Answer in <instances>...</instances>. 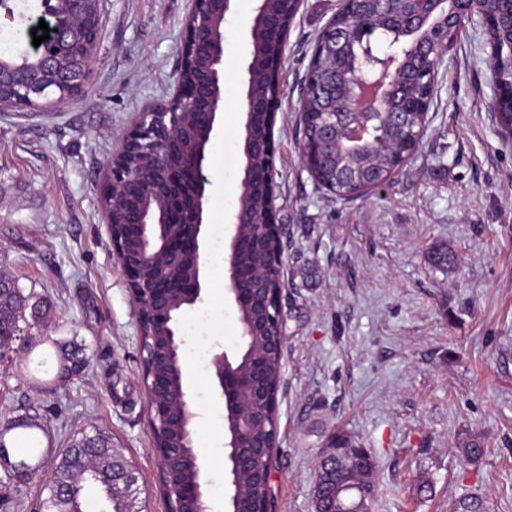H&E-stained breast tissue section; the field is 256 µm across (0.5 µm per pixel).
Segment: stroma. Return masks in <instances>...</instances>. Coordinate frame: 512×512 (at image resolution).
Returning <instances> with one entry per match:
<instances>
[{"instance_id": "35a3bbf8", "label": "stroma", "mask_w": 512, "mask_h": 512, "mask_svg": "<svg viewBox=\"0 0 512 512\" xmlns=\"http://www.w3.org/2000/svg\"><path fill=\"white\" fill-rule=\"evenodd\" d=\"M260 0H233L224 29V98L208 165V213L239 197L249 23ZM341 0H301L280 70L273 129L277 221L283 224V381L272 512H313L318 463L340 432L370 449L373 512H512V142L490 109L486 38L461 25L409 163L380 188L341 199L303 168L298 112L318 37ZM189 0H100L96 58L74 101L0 110V273L46 301L51 340L0 361V428L28 417L41 448L107 436L136 468L140 512H168L146 409L135 309L102 220L104 165L146 105L168 99L180 73ZM223 223L209 224L206 298L186 318L184 363L194 446L207 461L209 503L229 494L224 405L194 357L240 341L224 289ZM438 245L456 255L442 271ZM88 364L65 382L60 348ZM481 433L484 455L458 443ZM50 467L0 481V512H40Z\"/></svg>"}]
</instances>
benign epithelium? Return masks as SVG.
Wrapping results in <instances>:
<instances>
[{
  "label": "benign epithelium",
  "instance_id": "obj_1",
  "mask_svg": "<svg viewBox=\"0 0 512 512\" xmlns=\"http://www.w3.org/2000/svg\"><path fill=\"white\" fill-rule=\"evenodd\" d=\"M90 0H42L44 17L48 23L49 39L32 47L36 64L31 67L21 62L8 68L15 95L0 96V107L53 109L61 106L55 90L66 88L74 98L82 91L96 55L101 29V14L91 22L85 21V5ZM191 8L186 22V37L181 46V57L202 45L209 51L212 69L202 79L178 80L173 95L164 101L143 108L134 127L123 138L120 150L105 166L103 198L122 193L132 174L117 163L120 155L135 153L139 171L148 174L164 161L167 143L175 138L188 113L198 115L204 130L211 131L217 122L223 94L217 91V82L223 77L225 40L215 34L214 0H190ZM380 11L394 24L365 29L359 27L354 39L363 42L353 86L345 89L341 107L326 106L318 135L305 136L300 157L307 170L317 166L316 142H336L340 129L352 140L370 143L374 139V123L370 115L388 112L385 97L365 107L359 103L368 99L379 87L395 85L402 72L401 58L393 51L386 34L399 27H412L424 14H441V20L432 27L426 40L419 42L422 54L429 61L425 70L430 83L437 79L438 66L453 44L449 32L456 31L455 19L469 20L480 12L481 0H379ZM346 32L329 24L323 30L317 48L334 66L342 63L341 48ZM428 112V104L411 101L404 110L390 113L389 121L396 127L409 122L411 113ZM248 162L260 157L264 160L261 177L251 176L257 189L266 199L265 219L253 222L238 210L232 216L227 253L224 254L227 273V294L237 310L262 307L267 311V326L273 330L265 349L284 354L285 336L281 310L283 242L282 227L276 222L274 192L272 131L262 138L248 137ZM209 160L208 142L200 139L186 152L184 167L195 177L196 189L182 203L183 218H172L168 203L180 197L177 186L171 182L158 187V209L141 210L135 218L138 228V247L135 258L127 256L125 240L117 226L103 213V221L116 255L133 304L137 310L139 345L143 374L148 376L146 393L147 413L151 430L160 428L178 435V440L164 450H155L160 469V483L166 485L168 512H211L204 491L202 474L192 481L182 479L181 472L187 458L197 459L193 432L197 414L192 410L185 382L183 346L185 339L180 329L186 316L204 301L203 281L206 273V184L204 166ZM257 241L272 243L267 266L275 285L258 291L259 274L245 260ZM48 325L28 322L11 336H0V355L4 346L19 341L15 355L21 358L45 343ZM255 346H241L226 351L218 345L211 352L209 369L213 394L224 402L226 431L224 447L233 494L224 500V512H239L238 498L243 489L236 483L237 474L250 469L255 461L253 449L269 448L266 434L253 429L255 417L276 410L277 394L266 385L265 367L261 360L247 355L244 350ZM112 489L122 492L133 485L132 477L119 467L105 474Z\"/></svg>",
  "mask_w": 512,
  "mask_h": 512
}]
</instances>
